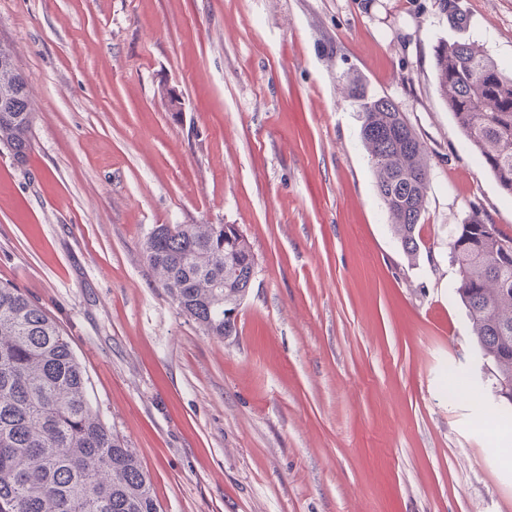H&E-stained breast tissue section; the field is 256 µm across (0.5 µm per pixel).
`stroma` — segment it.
<instances>
[{
	"label": "stroma",
	"mask_w": 512,
	"mask_h": 512,
	"mask_svg": "<svg viewBox=\"0 0 512 512\" xmlns=\"http://www.w3.org/2000/svg\"><path fill=\"white\" fill-rule=\"evenodd\" d=\"M459 2L462 29L434 0H0L34 112L27 162L0 147V282L62 328L160 512H512V406L449 259L472 209L512 232V196L434 82L442 40L512 66V0ZM348 75L426 146L415 262ZM160 224L239 225L236 336L160 287Z\"/></svg>",
	"instance_id": "stroma-1"
}]
</instances>
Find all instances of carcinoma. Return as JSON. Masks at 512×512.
Masks as SVG:
<instances>
[{"instance_id":"1","label":"carcinoma","mask_w":512,"mask_h":512,"mask_svg":"<svg viewBox=\"0 0 512 512\" xmlns=\"http://www.w3.org/2000/svg\"><path fill=\"white\" fill-rule=\"evenodd\" d=\"M461 28L458 0H436ZM434 79L455 124L500 189L512 196V73L483 46L442 41ZM0 145L27 160L33 112L28 86L0 70ZM345 99L361 119V135L377 194L406 258L423 241L429 169L426 147L404 113L364 80L349 76ZM143 257L179 310L209 336L233 335L224 307L252 288L255 258L246 237L224 242L211 224H162ZM457 288L488 365L492 392L512 387V233L487 223L477 209L456 225L449 253ZM88 377L59 326L19 289L0 285V512H159L150 478L134 451L93 410Z\"/></svg>"}]
</instances>
